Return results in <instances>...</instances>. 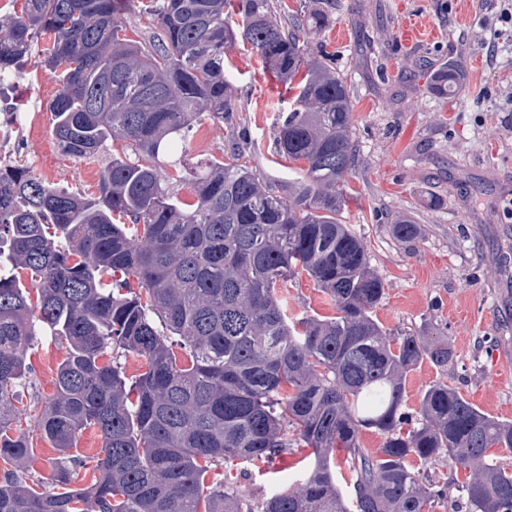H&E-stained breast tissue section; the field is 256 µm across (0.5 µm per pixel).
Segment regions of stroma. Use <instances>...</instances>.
Masks as SVG:
<instances>
[{"instance_id": "35a3bbf8", "label": "stroma", "mask_w": 512, "mask_h": 512, "mask_svg": "<svg viewBox=\"0 0 512 512\" xmlns=\"http://www.w3.org/2000/svg\"><path fill=\"white\" fill-rule=\"evenodd\" d=\"M329 23L309 40L353 92L355 171L342 214L359 235L384 281L375 310L391 335L432 323L456 353L450 380L485 413L512 420V18L501 0H320ZM433 29L435 38L406 42V22ZM458 60L465 78L442 96L432 89L441 64ZM237 112L232 125L205 119L190 133L173 176L190 196L189 173L223 159L235 139L261 149L241 162L275 186L288 181L289 163L276 155L279 91L260 58L235 45L224 55ZM59 84L31 54L25 70L0 95V157L30 167L46 182L94 193L100 163L61 155L44 104ZM420 227L412 244L392 235L396 216ZM290 316H331V300L307 275L278 291ZM65 356L40 339L28 355L31 384L19 405L41 408ZM308 451L294 446L271 463H224L210 479L231 478L252 504L274 491L273 472L294 480Z\"/></svg>"}]
</instances>
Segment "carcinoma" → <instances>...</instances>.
Returning a JSON list of instances; mask_svg holds the SVG:
<instances>
[{"label": "carcinoma", "mask_w": 512, "mask_h": 512, "mask_svg": "<svg viewBox=\"0 0 512 512\" xmlns=\"http://www.w3.org/2000/svg\"><path fill=\"white\" fill-rule=\"evenodd\" d=\"M133 3L24 0L0 15V90L37 48L62 84L45 105L61 154L97 162L112 139L127 152L102 164L94 197L0 161V458L13 467L0 512H432L453 498L466 512H512V468L492 452H512V421L440 380L407 406L408 373L425 360L446 372L456 354L433 325L393 339L376 318L384 282L341 220L356 160L351 87L305 41L327 14L303 3L285 23L274 0H152L156 30L135 40L123 20ZM237 42L296 83L275 148L304 167L280 192L239 163L246 143L234 140L195 171L188 203L159 157L201 117L229 121L224 49ZM450 78H461L451 63L439 93ZM392 233L409 244L418 226L402 216ZM303 272L333 316L288 317L277 288ZM40 336L66 343L34 421L59 453L43 492L20 477L29 435L10 434ZM114 352L147 369L129 380L104 361ZM92 426L98 476L73 487L70 449ZM370 429L383 436L374 451L361 442ZM289 432L312 465L258 507L232 486L205 485L214 464L288 453ZM338 450L345 474L333 469ZM413 458L472 477L440 482Z\"/></svg>", "instance_id": "cac0c4a2"}]
</instances>
